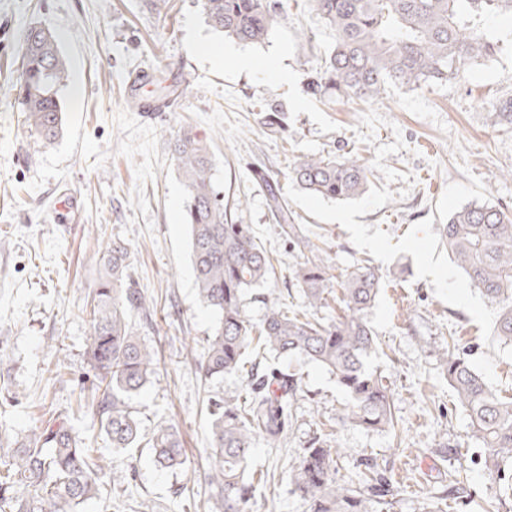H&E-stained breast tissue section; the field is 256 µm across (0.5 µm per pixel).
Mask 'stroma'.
I'll list each match as a JSON object with an SVG mask.
<instances>
[{"instance_id":"obj_1","label":"stroma","mask_w":512,"mask_h":512,"mask_svg":"<svg viewBox=\"0 0 512 512\" xmlns=\"http://www.w3.org/2000/svg\"><path fill=\"white\" fill-rule=\"evenodd\" d=\"M282 3L269 39L244 45L208 26L200 0L162 8L155 0H0V427L23 436L60 417L114 470L135 464L133 481L105 482L100 499L80 512H140L143 502L154 512H206L207 399L244 398L248 387L246 373L207 380L195 369L215 316L197 295L185 190L170 148L189 128L211 146L225 202L246 195L236 220L251 225L274 259L266 285L248 295L253 319L270 296L303 309L293 272L305 259L273 221L254 166L279 179L334 280L364 260L382 275L366 319L377 341L371 364L393 395L395 430L342 423L346 396L321 366L247 353L246 365L297 374L301 389L285 447L260 442L252 450L251 468L263 476L254 512H308L289 464L319 435L341 450L338 478L359 480L367 459L391 478L390 512H485L499 490L478 463L470 421L436 350L449 339L470 348L486 384L512 398V346L495 336L496 304L451 262L438 227L468 204L512 211V122L496 110L512 96V14L493 24L496 53L464 78L328 104L311 98L305 81L334 33L311 0ZM31 24L55 35L69 72L65 130L52 144L31 131L13 90L20 37ZM239 57L253 69L237 68ZM135 94L169 107L136 111ZM271 104L285 114L284 131L260 123ZM347 150L373 173L356 199L314 196L287 178L294 157ZM63 195L73 205L60 222L53 209ZM110 239L128 248L132 276L156 309L153 326L132 328L158 350L161 376L131 405L142 438L162 422L179 429L186 457L179 470L156 468L144 448L113 453L88 405L93 370L81 309L99 276L94 256Z\"/></svg>"}]
</instances>
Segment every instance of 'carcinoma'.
<instances>
[{
	"label": "carcinoma",
	"instance_id": "1",
	"mask_svg": "<svg viewBox=\"0 0 512 512\" xmlns=\"http://www.w3.org/2000/svg\"><path fill=\"white\" fill-rule=\"evenodd\" d=\"M335 31L336 39L319 69L309 77L308 93L318 99L381 97L390 85L416 90L430 82L462 78L471 65L496 52L490 23L512 14V0H311ZM208 25L244 44H262L283 13L270 0H201ZM22 70L14 88L29 127L51 143L64 132L66 115L60 90L67 68L54 35L38 26L22 34ZM179 177L185 187L193 273L200 301L216 316V326L197 364L206 379L240 370L244 354L257 343L278 357L306 359L326 369L347 396L342 419L368 430L394 427L392 397L369 359L376 345L366 320L380 286L378 268H354L342 283L347 314L324 322L288 314L275 298L266 299L260 322L247 313L246 295L267 283L273 258L255 241L251 225L238 224L224 205L213 177V160L197 134L173 140ZM370 170L357 154L297 156L288 179L329 200L355 199L366 192ZM253 178L266 192L267 205L282 234L295 245L308 241L288 212L279 179L263 168ZM452 262L469 284L498 305L496 336L512 344V213L489 204L464 206L439 227ZM101 275L82 314L88 323L87 355L95 372L93 405L100 431L112 448L140 446L132 397L157 377V352L136 336L134 317H151L145 295L131 275L130 253L112 241L96 255ZM304 307L325 306L328 267L319 252L294 271ZM457 403L468 412L472 437L481 445L484 471L499 492L512 491V398L492 391L471 366L465 348L437 350ZM249 397L211 396L208 481L214 489L209 512H252L255 474L250 458L256 440L283 447L299 390L298 379L277 368L251 374ZM148 448L153 461L176 469L184 465L180 432L171 424L155 430ZM339 449L315 437L295 458L291 481L310 512H379L391 505V480L365 465L362 485L336 479ZM104 469L97 449L64 423L18 437L0 432V512H78L100 495Z\"/></svg>",
	"mask_w": 512,
	"mask_h": 512
}]
</instances>
